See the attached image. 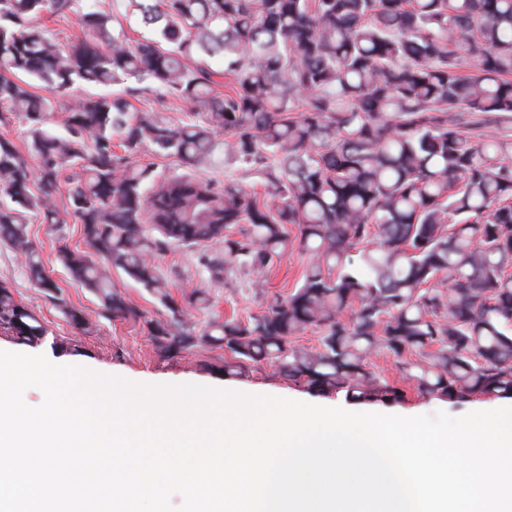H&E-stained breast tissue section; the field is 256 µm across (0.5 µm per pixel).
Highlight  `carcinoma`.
Instances as JSON below:
<instances>
[{"label": "carcinoma", "mask_w": 512, "mask_h": 512, "mask_svg": "<svg viewBox=\"0 0 512 512\" xmlns=\"http://www.w3.org/2000/svg\"><path fill=\"white\" fill-rule=\"evenodd\" d=\"M128 4L152 37L130 42L112 13L82 0H0V125L23 123L22 145L0 135V244L31 284L86 330L28 235L30 214L70 216L89 250L65 246L60 264L105 316L141 324L164 354L208 345L224 350L227 376L263 361L353 402H397L410 389L512 399V0ZM46 15L80 34L62 42ZM76 85L114 91L74 96ZM148 92L188 107L186 118L132 111ZM220 144L268 197L200 177ZM145 148L176 168L138 162ZM289 224L310 256L298 287L247 316L200 330L186 321L209 307V290L186 285L176 301L157 257L185 249L208 283L239 267L256 289L286 254ZM114 270L171 316L147 317L114 287ZM307 329L319 333L313 348L293 343ZM0 332L31 346L48 335L2 282ZM379 353L401 359V377L370 369Z\"/></svg>", "instance_id": "obj_1"}]
</instances>
